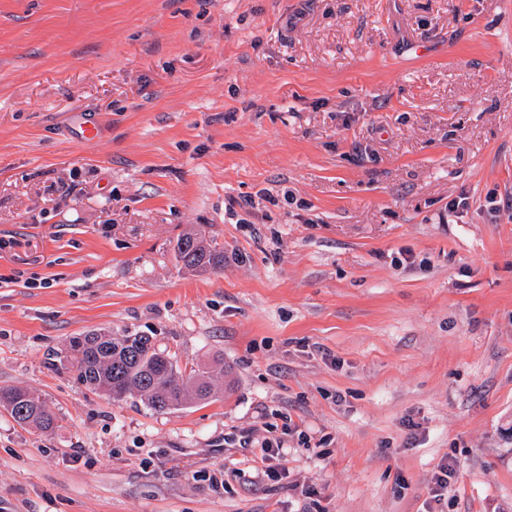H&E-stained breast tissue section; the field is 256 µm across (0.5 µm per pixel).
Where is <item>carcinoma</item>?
I'll return each instance as SVG.
<instances>
[{"label": "carcinoma", "instance_id": "1", "mask_svg": "<svg viewBox=\"0 0 512 512\" xmlns=\"http://www.w3.org/2000/svg\"><path fill=\"white\" fill-rule=\"evenodd\" d=\"M176 254L185 269L197 274L224 267V251L193 233L178 239ZM70 347L78 382L114 399L135 395L151 410L168 412L211 397L208 369H182L174 356L155 347L151 336L89 332L74 337ZM0 406L21 426L47 431L57 424V417L45 402L21 388L1 387Z\"/></svg>", "mask_w": 512, "mask_h": 512}]
</instances>
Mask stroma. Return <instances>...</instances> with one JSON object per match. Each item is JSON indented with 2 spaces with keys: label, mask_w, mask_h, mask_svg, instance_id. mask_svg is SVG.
I'll use <instances>...</instances> for the list:
<instances>
[{
  "label": "stroma",
  "mask_w": 512,
  "mask_h": 512,
  "mask_svg": "<svg viewBox=\"0 0 512 512\" xmlns=\"http://www.w3.org/2000/svg\"><path fill=\"white\" fill-rule=\"evenodd\" d=\"M0 239L59 419L0 408V512H512V0H0ZM91 331L227 374L157 413ZM176 254L185 269L197 274L217 272L224 267L223 250L205 242L197 234H183L178 239Z\"/></svg>",
  "instance_id": "35a3bbf8"
}]
</instances>
